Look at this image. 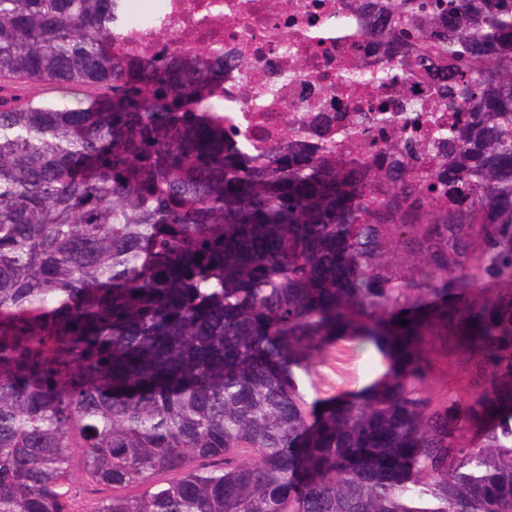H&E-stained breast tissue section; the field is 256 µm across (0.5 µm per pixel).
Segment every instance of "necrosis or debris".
<instances>
[{"label": "necrosis or debris", "instance_id": "obj_1", "mask_svg": "<svg viewBox=\"0 0 512 512\" xmlns=\"http://www.w3.org/2000/svg\"><path fill=\"white\" fill-rule=\"evenodd\" d=\"M378 0H149L124 11L114 42L127 55L199 48L224 51V105L239 130L277 145L289 142L293 121L339 112L365 134L343 143L337 165L366 151L376 133L368 114L416 103L412 123L421 138L448 122L443 90L448 59L424 54L417 42L377 23ZM404 55L417 64L402 82L384 87L339 82L343 71H372Z\"/></svg>", "mask_w": 512, "mask_h": 512}]
</instances>
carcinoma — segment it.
Instances as JSON below:
<instances>
[{"label":"carcinoma","instance_id":"cac0c4a2","mask_svg":"<svg viewBox=\"0 0 512 512\" xmlns=\"http://www.w3.org/2000/svg\"><path fill=\"white\" fill-rule=\"evenodd\" d=\"M122 6L0 0V512H78L71 448L89 481L141 487L90 512H512V0H389L422 49L453 39L429 172L385 139L336 166L361 129L327 112L289 126L295 150L238 134L224 58L123 55ZM34 82L90 94L8 93ZM425 322L468 399L431 406ZM344 335L385 379L311 429L292 367ZM384 260L392 264L394 270L405 277L416 275V262L401 248V245L395 242L391 244V250L385 254Z\"/></svg>","mask_w":512,"mask_h":512}]
</instances>
